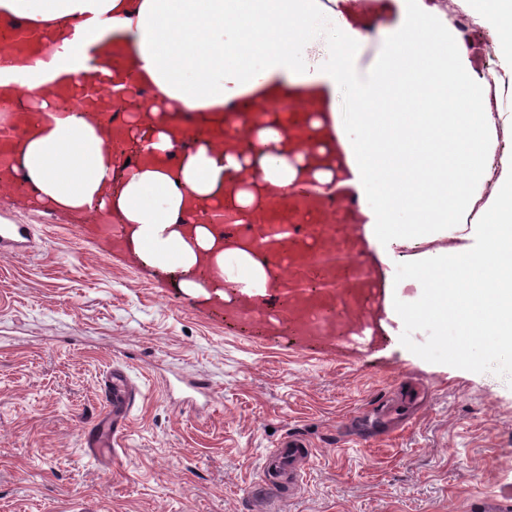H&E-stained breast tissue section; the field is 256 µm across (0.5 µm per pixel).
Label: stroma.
Instances as JSON below:
<instances>
[{
    "label": "stroma",
    "mask_w": 512,
    "mask_h": 512,
    "mask_svg": "<svg viewBox=\"0 0 512 512\" xmlns=\"http://www.w3.org/2000/svg\"><path fill=\"white\" fill-rule=\"evenodd\" d=\"M86 216H38L0 191V512H463L512 488V385L455 347L408 342L348 360L225 323L177 277L106 253ZM133 392L105 459L85 438L109 368ZM203 381L207 409L166 382ZM288 435L312 455L300 493L269 496L263 465Z\"/></svg>",
    "instance_id": "obj_1"
}]
</instances>
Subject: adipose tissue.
<instances>
[{"mask_svg":"<svg viewBox=\"0 0 512 512\" xmlns=\"http://www.w3.org/2000/svg\"><path fill=\"white\" fill-rule=\"evenodd\" d=\"M42 54L11 70L33 127L13 155L31 201L98 212L129 250L201 294L210 280L260 294L251 244L220 248L204 213L232 199L243 224L306 187L348 200L385 267L386 288H420L408 314L485 346L479 367L512 383L493 336H512V12L501 0H0ZM112 49V91L134 118L142 164L125 165L101 125L61 108L48 83L86 87V44ZM150 89L141 104L130 83ZM197 132L191 148L178 134ZM230 127L233 141L214 137ZM457 224L493 228L502 259L409 251Z\"/></svg>","mask_w":512,"mask_h":512,"instance_id":"ef3b65f1","label":"adipose tissue"}]
</instances>
